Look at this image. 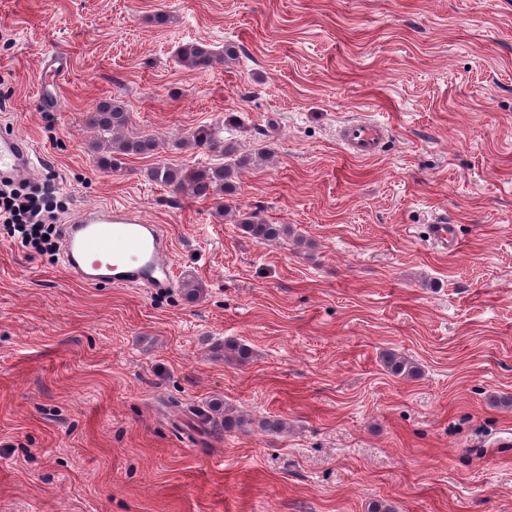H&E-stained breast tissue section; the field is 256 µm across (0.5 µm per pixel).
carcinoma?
<instances>
[{
  "label": "carcinoma",
  "mask_w": 512,
  "mask_h": 512,
  "mask_svg": "<svg viewBox=\"0 0 512 512\" xmlns=\"http://www.w3.org/2000/svg\"><path fill=\"white\" fill-rule=\"evenodd\" d=\"M181 65L195 71L206 72L216 64H228L237 58L234 45L224 46V53L217 55L207 48L188 44L179 51ZM87 122L99 135L97 148L107 149L101 162L107 169L115 170L122 165L121 157L130 155H147L158 150V142L153 137L133 136L125 132L130 122V112L125 103L119 99L101 101L95 111L87 113ZM190 144L218 154L215 163L200 166H175L159 164L150 168L148 177L151 181L169 187L176 194L206 200L216 195H232L237 191L236 175L253 162L250 154L239 153L234 142L218 140L208 127L195 130ZM237 224L242 233L258 242H278L294 236V229L287 224H270L256 211L241 212ZM250 358L246 345L236 342L224 343V359L243 364ZM386 371L395 377L413 378L419 374V367L411 359L394 352L386 353L382 358ZM217 411L208 408L198 413V417L224 431L242 430L250 421L232 411L224 410V420L219 421Z\"/></svg>",
  "instance_id": "obj_1"
}]
</instances>
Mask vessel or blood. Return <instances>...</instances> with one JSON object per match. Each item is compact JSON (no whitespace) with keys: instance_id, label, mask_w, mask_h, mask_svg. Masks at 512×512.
Listing matches in <instances>:
<instances>
[{"instance_id":"1","label":"vessel or blood","mask_w":512,"mask_h":512,"mask_svg":"<svg viewBox=\"0 0 512 512\" xmlns=\"http://www.w3.org/2000/svg\"><path fill=\"white\" fill-rule=\"evenodd\" d=\"M389 137L384 123L363 115L344 122L337 131L343 153L353 159L378 155ZM42 159L20 137L0 135V173L22 174ZM170 241L162 225L145 223L118 206L90 207L66 226L63 260L66 269L91 287L144 284L171 288Z\"/></svg>"}]
</instances>
